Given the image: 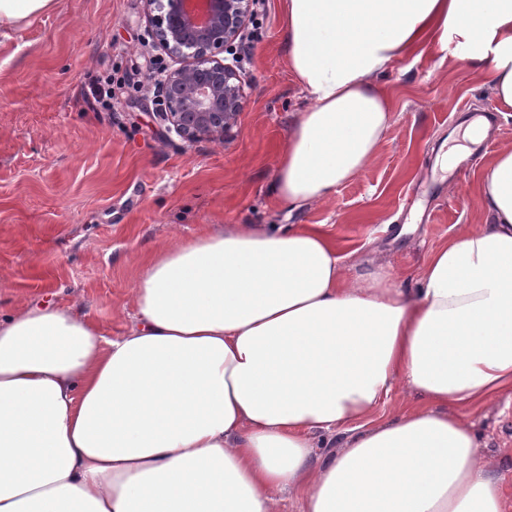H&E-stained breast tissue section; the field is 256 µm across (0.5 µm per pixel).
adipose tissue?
Returning a JSON list of instances; mask_svg holds the SVG:
<instances>
[{"instance_id":"ef3b65f1","label":"adipose tissue","mask_w":512,"mask_h":512,"mask_svg":"<svg viewBox=\"0 0 512 512\" xmlns=\"http://www.w3.org/2000/svg\"><path fill=\"white\" fill-rule=\"evenodd\" d=\"M58 0H0V35ZM307 102L271 194L330 201L375 159L376 76L449 40L512 112V0H284ZM483 221L415 284L350 269L319 224H228L159 248L106 338L68 305L0 315V512H506L462 408L512 399V143ZM420 403L368 418L393 390Z\"/></svg>"}]
</instances>
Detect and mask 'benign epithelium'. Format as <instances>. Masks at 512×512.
<instances>
[{
	"instance_id": "obj_1",
	"label": "benign epithelium",
	"mask_w": 512,
	"mask_h": 512,
	"mask_svg": "<svg viewBox=\"0 0 512 512\" xmlns=\"http://www.w3.org/2000/svg\"><path fill=\"white\" fill-rule=\"evenodd\" d=\"M158 45L171 59L157 81V116L182 140H222L235 126L243 73L227 55L258 0H145Z\"/></svg>"
}]
</instances>
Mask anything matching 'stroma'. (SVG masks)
<instances>
[{
    "label": "stroma",
    "mask_w": 512,
    "mask_h": 512,
    "mask_svg": "<svg viewBox=\"0 0 512 512\" xmlns=\"http://www.w3.org/2000/svg\"><path fill=\"white\" fill-rule=\"evenodd\" d=\"M238 47L242 110L221 140L186 142L153 116L148 79L161 58L144 0H59L0 39V312L70 305L109 337L123 335L137 273L157 248L227 224H322L409 286L431 249L483 221L475 173L512 142L484 75L456 43L380 75L393 104L379 152L322 205L283 208L269 187L305 100L288 71L282 0H260ZM126 77L111 110L89 83ZM496 116L488 146L447 177L440 144L464 107ZM481 455L501 477L512 512V412L470 414Z\"/></svg>",
    "instance_id": "1"
}]
</instances>
